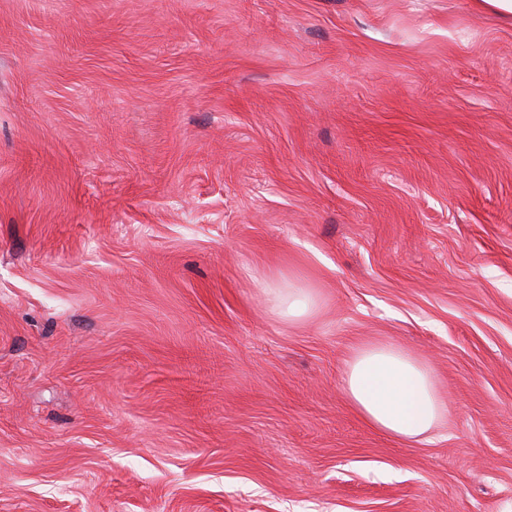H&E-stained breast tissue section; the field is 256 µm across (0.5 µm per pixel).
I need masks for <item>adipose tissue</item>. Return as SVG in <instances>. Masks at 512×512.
<instances>
[{"label":"adipose tissue","instance_id":"1","mask_svg":"<svg viewBox=\"0 0 512 512\" xmlns=\"http://www.w3.org/2000/svg\"><path fill=\"white\" fill-rule=\"evenodd\" d=\"M344 393L367 424L404 441L422 439L448 415L431 368L391 345H371L354 354Z\"/></svg>","mask_w":512,"mask_h":512}]
</instances>
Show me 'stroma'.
I'll use <instances>...</instances> for the list:
<instances>
[{
	"instance_id": "1",
	"label": "stroma",
	"mask_w": 512,
	"mask_h": 512,
	"mask_svg": "<svg viewBox=\"0 0 512 512\" xmlns=\"http://www.w3.org/2000/svg\"><path fill=\"white\" fill-rule=\"evenodd\" d=\"M377 342L428 440L349 407ZM0 512H512V21L0 0ZM269 290L273 309L284 318L300 319L314 309L315 298L309 291L296 288H269ZM344 393L367 424L404 441L422 439L448 416L431 368L391 345H371L354 354Z\"/></svg>"
}]
</instances>
